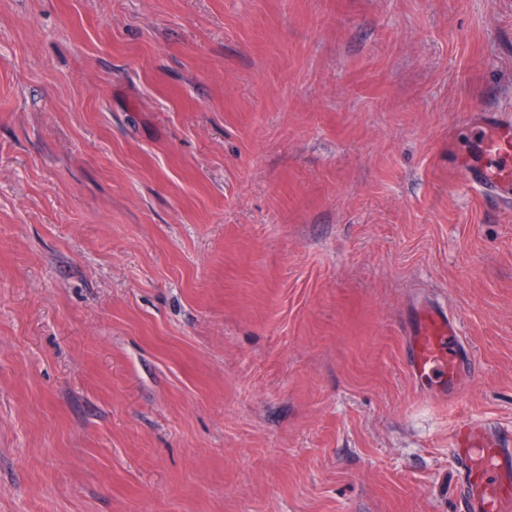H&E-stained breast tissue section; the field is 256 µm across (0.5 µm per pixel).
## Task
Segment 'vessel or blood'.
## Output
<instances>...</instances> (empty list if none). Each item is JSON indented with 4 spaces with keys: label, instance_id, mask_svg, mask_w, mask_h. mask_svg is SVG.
Returning <instances> with one entry per match:
<instances>
[{
    "label": "vessel or blood",
    "instance_id": "vessel-or-blood-1",
    "mask_svg": "<svg viewBox=\"0 0 512 512\" xmlns=\"http://www.w3.org/2000/svg\"><path fill=\"white\" fill-rule=\"evenodd\" d=\"M473 121L484 130L478 145L481 163L464 164L469 185L482 187L498 199L512 200V120L481 112ZM453 317L430 312L410 332L411 374L420 381L433 377L455 385L465 367L457 344ZM460 484L458 512H512V436L486 423L459 424L453 435Z\"/></svg>",
    "mask_w": 512,
    "mask_h": 512
}]
</instances>
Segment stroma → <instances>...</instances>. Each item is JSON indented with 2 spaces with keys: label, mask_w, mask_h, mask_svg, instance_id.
Here are the masks:
<instances>
[{
  "label": "stroma",
  "mask_w": 512,
  "mask_h": 512,
  "mask_svg": "<svg viewBox=\"0 0 512 512\" xmlns=\"http://www.w3.org/2000/svg\"><path fill=\"white\" fill-rule=\"evenodd\" d=\"M485 111L512 0H0V512H456L512 433ZM413 357L411 374L420 381L438 377L447 380L448 395L452 394L465 360L457 344L459 329L455 319L437 312L420 318L410 331ZM459 512H511L512 439L486 423L459 424L453 435Z\"/></svg>",
  "instance_id": "obj_1"
}]
</instances>
